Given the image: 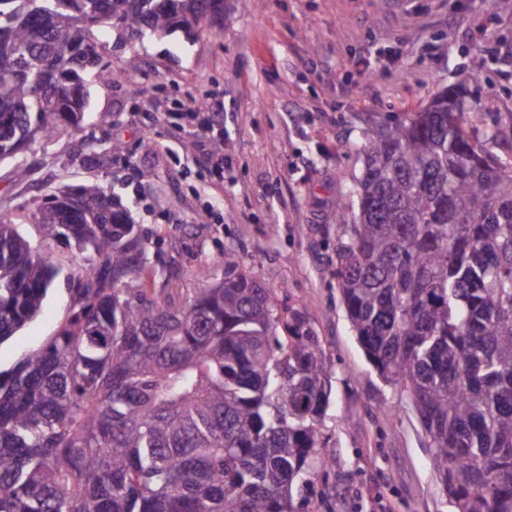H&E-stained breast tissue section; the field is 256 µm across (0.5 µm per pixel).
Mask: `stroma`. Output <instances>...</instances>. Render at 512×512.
Listing matches in <instances>:
<instances>
[{
    "mask_svg": "<svg viewBox=\"0 0 512 512\" xmlns=\"http://www.w3.org/2000/svg\"><path fill=\"white\" fill-rule=\"evenodd\" d=\"M491 35L478 47L474 28ZM109 83L90 81L82 125L0 161V215L59 274L41 315L0 344V368L56 333L85 254L44 240L33 213L65 186L101 183L147 247L151 288L181 303L224 276L232 249L261 284L304 310L330 365L317 427L327 467L294 491L296 512H450L412 405L367 361L334 275L336 227L376 125L465 87L464 124L512 168V4L506 0H224L218 21L139 42L99 28ZM389 55V69L362 70ZM136 58L128 67V58ZM210 102L220 125L182 120ZM223 159L224 172L213 164ZM29 167L16 181V164Z\"/></svg>",
    "mask_w": 512,
    "mask_h": 512,
    "instance_id": "stroma-1",
    "label": "stroma"
}]
</instances>
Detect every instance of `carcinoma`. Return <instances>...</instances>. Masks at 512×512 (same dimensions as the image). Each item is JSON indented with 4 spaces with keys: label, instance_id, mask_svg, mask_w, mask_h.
Returning <instances> with one entry per match:
<instances>
[{
    "label": "carcinoma",
    "instance_id": "obj_1",
    "mask_svg": "<svg viewBox=\"0 0 512 512\" xmlns=\"http://www.w3.org/2000/svg\"><path fill=\"white\" fill-rule=\"evenodd\" d=\"M224 0H0V161L76 129L94 29L192 37ZM462 89L375 127L336 282L370 364L412 404L454 512H512V170L465 128ZM45 239L89 253L57 333L0 370V512H294L327 461L329 364L308 317L239 257L177 306L98 182L38 209ZM58 273L0 219V343ZM285 335H280L279 330Z\"/></svg>",
    "mask_w": 512,
    "mask_h": 512
}]
</instances>
